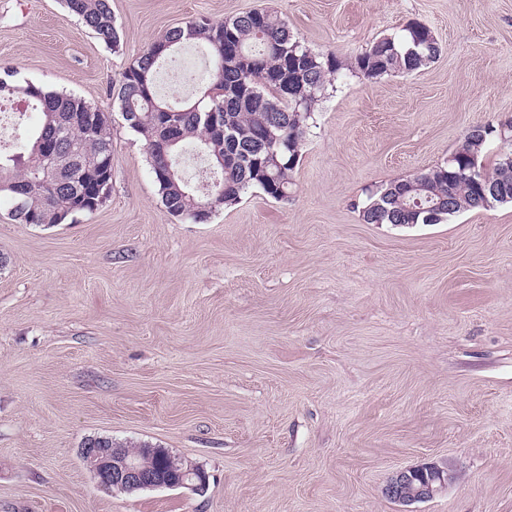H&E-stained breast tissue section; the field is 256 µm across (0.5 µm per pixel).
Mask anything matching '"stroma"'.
Returning a JSON list of instances; mask_svg holds the SVG:
<instances>
[{
    "mask_svg": "<svg viewBox=\"0 0 512 512\" xmlns=\"http://www.w3.org/2000/svg\"><path fill=\"white\" fill-rule=\"evenodd\" d=\"M108 47L63 0H0V66L112 122L103 206L20 224L0 198V512H404L383 489L433 462L414 512H512V202L368 224L367 198L512 120V0H110ZM277 15L350 59L407 24L439 58L342 76L287 198L251 189L204 223L161 202L110 93L159 34ZM161 448L204 492L98 487L82 442Z\"/></svg>",
    "mask_w": 512,
    "mask_h": 512,
    "instance_id": "1",
    "label": "stroma"
}]
</instances>
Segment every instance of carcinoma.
<instances>
[{
    "instance_id": "cac0c4a2",
    "label": "carcinoma",
    "mask_w": 512,
    "mask_h": 512,
    "mask_svg": "<svg viewBox=\"0 0 512 512\" xmlns=\"http://www.w3.org/2000/svg\"><path fill=\"white\" fill-rule=\"evenodd\" d=\"M100 42L110 47L119 39L109 0H65ZM422 30L409 25L398 36L383 37L351 61L320 55L306 47L288 25L269 11H252L220 24L205 18L189 20L160 39L182 48L203 45L209 77L190 96L167 102L156 91L160 60L148 45L122 75L116 89L126 123L143 139L161 201L173 215L203 223L211 210L237 201L256 188L279 200L288 197L300 161L308 121L328 86L338 76L381 77L419 71L440 55L437 40L425 42ZM0 100H18L41 114L37 128L24 136L23 151H0V197L12 205L20 224H62L98 209L89 185L112 157V124L106 113L84 100L48 90L0 67ZM224 117V131L212 129L207 113ZM55 139L70 160L62 178L37 173L41 146ZM486 142L467 136L444 165L392 181L370 196L381 206L367 210V224H423V210L436 213L439 224L463 211L482 207L480 186L456 176L471 154ZM201 155L215 170L208 194L200 195L183 176V154ZM501 154L482 183L497 186L498 203L512 202V168ZM176 170L169 178L166 169ZM454 209L448 210V203Z\"/></svg>"
}]
</instances>
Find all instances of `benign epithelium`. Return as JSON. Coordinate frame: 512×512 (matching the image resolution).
<instances>
[{
    "instance_id": "benign-epithelium-1",
    "label": "benign epithelium",
    "mask_w": 512,
    "mask_h": 512,
    "mask_svg": "<svg viewBox=\"0 0 512 512\" xmlns=\"http://www.w3.org/2000/svg\"><path fill=\"white\" fill-rule=\"evenodd\" d=\"M83 464L97 480L99 487L109 491L189 488L202 491L207 484L206 473L184 463L169 459L171 470L143 465L121 448H82ZM448 484V474L441 468L428 465L399 472L387 485L385 493L395 501L410 505L433 499Z\"/></svg>"
}]
</instances>
